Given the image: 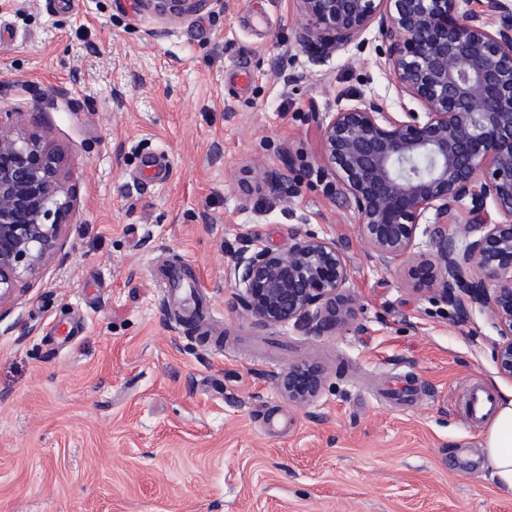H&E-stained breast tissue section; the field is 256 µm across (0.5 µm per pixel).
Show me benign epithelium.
I'll return each instance as SVG.
<instances>
[{"label": "benign epithelium", "mask_w": 512, "mask_h": 512, "mask_svg": "<svg viewBox=\"0 0 512 512\" xmlns=\"http://www.w3.org/2000/svg\"><path fill=\"white\" fill-rule=\"evenodd\" d=\"M214 0H141L160 17L181 18ZM300 40L320 63L372 26L400 97L421 106L398 119L384 100L336 106L321 124L323 174L353 209L369 259L407 272L417 290L477 306L499 339L492 359L512 381V6L480 0H297ZM261 179L288 197L284 175ZM70 163L33 113L0 111V307L23 280L58 254L72 210ZM492 204L500 220L483 218ZM429 253L414 252L421 221ZM230 274L247 315L268 327L293 323L320 336L356 320L350 269L336 242L294 231L286 250L243 247ZM288 401L308 405L324 385L312 361L277 377Z\"/></svg>", "instance_id": "obj_1"}]
</instances>
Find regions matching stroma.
Segmentation results:
<instances>
[{"label": "stroma", "mask_w": 512, "mask_h": 512, "mask_svg": "<svg viewBox=\"0 0 512 512\" xmlns=\"http://www.w3.org/2000/svg\"><path fill=\"white\" fill-rule=\"evenodd\" d=\"M298 32L295 0L182 18L140 0H0V109L36 111L74 188L66 261L0 308V512H512L463 407L472 386L512 391L496 329L376 266L320 170L336 105H418L376 29L319 64ZM159 157L169 179L144 180ZM295 230L344 253L350 330L266 327L237 304L245 239L284 249ZM180 259L202 273L208 327L152 276ZM73 321L77 336L52 335ZM304 359L325 383L300 406L276 377ZM395 376L407 402L384 395Z\"/></svg>", "instance_id": "stroma-1"}]
</instances>
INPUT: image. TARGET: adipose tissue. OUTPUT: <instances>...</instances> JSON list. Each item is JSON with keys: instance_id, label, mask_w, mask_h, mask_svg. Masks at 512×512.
Listing matches in <instances>:
<instances>
[{"instance_id": "obj_1", "label": "adipose tissue", "mask_w": 512, "mask_h": 512, "mask_svg": "<svg viewBox=\"0 0 512 512\" xmlns=\"http://www.w3.org/2000/svg\"><path fill=\"white\" fill-rule=\"evenodd\" d=\"M480 446L492 481L501 491L512 493V392L497 400Z\"/></svg>"}]
</instances>
